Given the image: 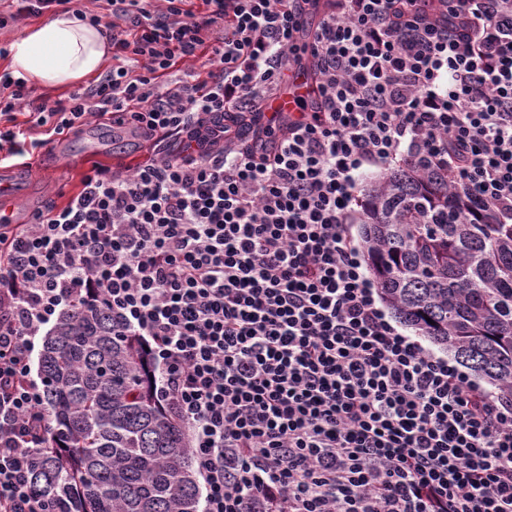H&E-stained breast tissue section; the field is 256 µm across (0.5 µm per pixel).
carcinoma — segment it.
Masks as SVG:
<instances>
[{
  "label": "carcinoma",
  "mask_w": 512,
  "mask_h": 512,
  "mask_svg": "<svg viewBox=\"0 0 512 512\" xmlns=\"http://www.w3.org/2000/svg\"><path fill=\"white\" fill-rule=\"evenodd\" d=\"M361 241L397 319L479 379L512 394V224L415 163L363 189ZM112 311L62 314L40 360L51 439L33 482L66 512H197L182 421L153 392L136 337L112 334Z\"/></svg>",
  "instance_id": "1"
}]
</instances>
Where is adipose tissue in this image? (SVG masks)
<instances>
[{
    "instance_id": "ef3b65f1",
    "label": "adipose tissue",
    "mask_w": 512,
    "mask_h": 512,
    "mask_svg": "<svg viewBox=\"0 0 512 512\" xmlns=\"http://www.w3.org/2000/svg\"><path fill=\"white\" fill-rule=\"evenodd\" d=\"M112 56L103 25L75 11L49 14L8 46L5 68L14 77L46 88L72 85L97 76Z\"/></svg>"
}]
</instances>
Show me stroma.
<instances>
[{
    "instance_id": "stroma-1",
    "label": "stroma",
    "mask_w": 512,
    "mask_h": 512,
    "mask_svg": "<svg viewBox=\"0 0 512 512\" xmlns=\"http://www.w3.org/2000/svg\"><path fill=\"white\" fill-rule=\"evenodd\" d=\"M24 133L27 139L43 142L42 148L27 158L33 179L23 207L29 212L65 205L92 165L111 166L113 154L126 155L125 165L132 168L150 153L144 141L113 129L108 116L74 133L55 135L44 126L25 127Z\"/></svg>"
}]
</instances>
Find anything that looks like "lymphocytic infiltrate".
<instances>
[{
    "label": "lymphocytic infiltrate",
    "mask_w": 512,
    "mask_h": 512,
    "mask_svg": "<svg viewBox=\"0 0 512 512\" xmlns=\"http://www.w3.org/2000/svg\"><path fill=\"white\" fill-rule=\"evenodd\" d=\"M102 0L117 64L67 101L0 73V164L112 115L179 152L0 223V512H54L35 339L104 303L188 430L202 512H512V395L407 334L351 231L421 163L512 222V0ZM308 56L311 112L266 113ZM201 61V70L190 64Z\"/></svg>",
    "instance_id": "obj_1"
}]
</instances>
